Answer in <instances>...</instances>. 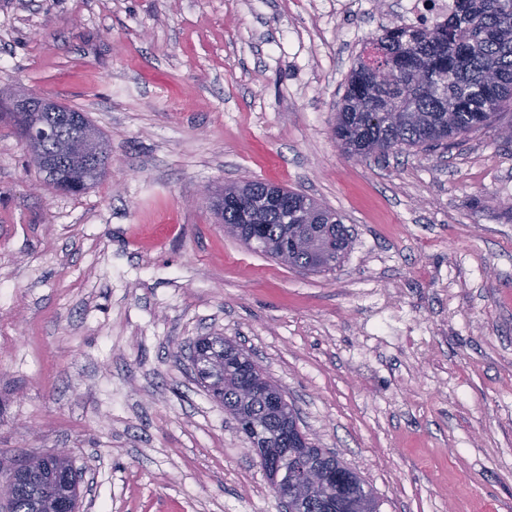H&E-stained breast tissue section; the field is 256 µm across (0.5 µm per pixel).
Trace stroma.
<instances>
[{
  "label": "stroma",
  "mask_w": 512,
  "mask_h": 512,
  "mask_svg": "<svg viewBox=\"0 0 512 512\" xmlns=\"http://www.w3.org/2000/svg\"><path fill=\"white\" fill-rule=\"evenodd\" d=\"M399 0H0V87L85 112L106 175L44 186L0 120V459L69 452L79 512H283L195 379L237 342L379 512H512V142L356 161L334 136ZM340 213L285 266L202 198L242 179ZM308 203L313 208L316 214L312 217V221L323 223L322 226H325V234L329 237L334 238L336 242L342 244L341 255L339 256V259L334 266H324L319 251L295 253L288 257V261L282 262L287 263L288 265L293 267H297L303 270L316 273L336 269V267L339 266L343 261L349 248V229L346 227L345 224H343V221L338 214L322 207L320 204H318L312 199H308ZM332 222L334 223L329 224Z\"/></svg>",
  "instance_id": "1"
}]
</instances>
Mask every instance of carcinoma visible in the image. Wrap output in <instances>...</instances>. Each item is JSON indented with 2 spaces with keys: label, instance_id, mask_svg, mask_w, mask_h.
<instances>
[{
  "label": "carcinoma",
  "instance_id": "carcinoma-1",
  "mask_svg": "<svg viewBox=\"0 0 512 512\" xmlns=\"http://www.w3.org/2000/svg\"><path fill=\"white\" fill-rule=\"evenodd\" d=\"M369 45L374 55L360 59L351 70L334 128L338 143L366 157L443 146L512 110V0H457L455 11L436 27L386 29ZM104 173L59 163L48 185L77 193ZM267 188L256 180L242 187L259 212L258 223L243 232L262 242L258 251L265 254L305 228L298 219L264 207ZM308 203L315 212L312 221L323 224L325 234L342 244L339 259H344L349 229L338 214L312 199ZM211 212L224 225H240L236 209L213 206ZM287 264L316 273L332 270L317 251L295 253ZM241 382L242 373L218 359L205 386L219 402L231 405L238 401ZM40 496L37 486L22 484L0 509L37 512Z\"/></svg>",
  "mask_w": 512,
  "mask_h": 512
}]
</instances>
